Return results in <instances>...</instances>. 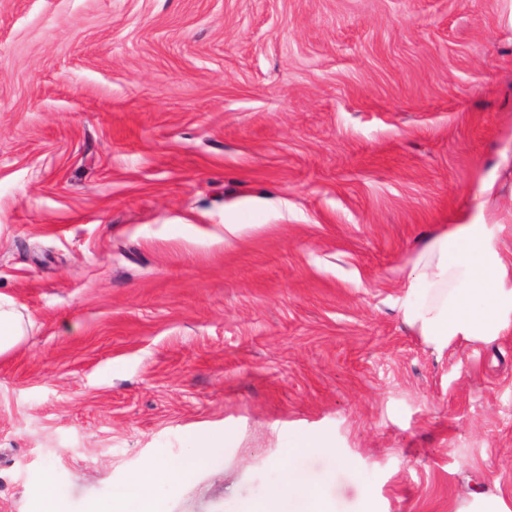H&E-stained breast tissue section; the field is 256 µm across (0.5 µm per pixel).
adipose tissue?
<instances>
[{
  "instance_id": "1",
  "label": "adipose tissue",
  "mask_w": 512,
  "mask_h": 512,
  "mask_svg": "<svg viewBox=\"0 0 512 512\" xmlns=\"http://www.w3.org/2000/svg\"><path fill=\"white\" fill-rule=\"evenodd\" d=\"M404 322L436 351L472 339H492L512 327V255L493 245L487 224L460 221L433 234L412 263L402 307ZM223 440L198 436L181 462L155 461L87 512H167L161 489H175L187 468L223 457ZM262 512H337L299 465L282 466L281 481Z\"/></svg>"
}]
</instances>
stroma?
I'll use <instances>...</instances> for the list:
<instances>
[{
  "instance_id": "obj_1",
  "label": "stroma",
  "mask_w": 512,
  "mask_h": 512,
  "mask_svg": "<svg viewBox=\"0 0 512 512\" xmlns=\"http://www.w3.org/2000/svg\"><path fill=\"white\" fill-rule=\"evenodd\" d=\"M500 191L479 209L475 184ZM512 254V0H0V512L224 440L171 512L512 507V330L400 312L458 215ZM328 450L311 447L314 438ZM31 321L0 297V355L12 350L26 336ZM317 479L288 459L282 466L281 481L259 510L241 512H338L336 503L316 488ZM472 500L468 507L460 510V512H510L511 509L507 506L503 499L500 497L480 491L471 495Z\"/></svg>"
}]
</instances>
